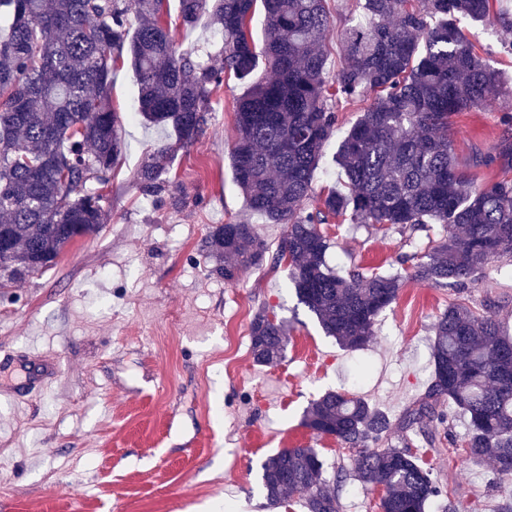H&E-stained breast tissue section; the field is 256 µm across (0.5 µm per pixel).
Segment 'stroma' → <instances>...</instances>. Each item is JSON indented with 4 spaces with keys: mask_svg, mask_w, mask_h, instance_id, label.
I'll list each match as a JSON object with an SVG mask.
<instances>
[{
    "mask_svg": "<svg viewBox=\"0 0 512 512\" xmlns=\"http://www.w3.org/2000/svg\"><path fill=\"white\" fill-rule=\"evenodd\" d=\"M165 19L186 48L218 50V27L184 29L178 0ZM461 26L483 58L512 86V26L498 19ZM243 92L231 77L214 88L204 134L172 159L164 192L144 197L134 180L142 160L175 140L129 120L138 88L116 62L112 108L124 117L125 149L112 169V203L97 235L74 241L54 266L0 288V361L35 349L60 363L58 382L22 408L0 394V512H305L300 501L268 506L260 465L284 448L317 449L328 467L350 453L302 426L308 403L346 391L398 418L426 390L432 325L453 300L446 288L405 279L377 318L362 350L325 336L298 304L288 265H263L233 284L212 272L201 244L215 225L250 218L277 244L284 227L251 216L232 168L234 106ZM489 108L456 115L449 135L460 168L486 185L512 169L475 165L503 134ZM329 262L342 271L401 270L445 236L430 224L408 234L386 224L330 220ZM490 306L512 335V264H488L465 294ZM288 322L284 358L254 363L249 330L258 310ZM412 449L450 490L426 512H499L512 480L463 462L455 447Z\"/></svg>",
    "mask_w": 512,
    "mask_h": 512,
    "instance_id": "stroma-1",
    "label": "stroma"
}]
</instances>
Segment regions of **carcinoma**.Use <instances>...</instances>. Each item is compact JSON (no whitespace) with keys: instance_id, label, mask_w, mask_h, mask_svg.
Segmentation results:
<instances>
[{"instance_id":"1","label":"carcinoma","mask_w":512,"mask_h":512,"mask_svg":"<svg viewBox=\"0 0 512 512\" xmlns=\"http://www.w3.org/2000/svg\"><path fill=\"white\" fill-rule=\"evenodd\" d=\"M165 0H0V287L52 267L76 239L105 223L112 168L124 147L112 109L116 61L124 56L139 92L131 118L172 128L175 142L148 155L135 174L145 195L165 188L180 148L193 145L209 120L210 95L223 78L246 85L234 120L235 181L251 212L283 224L276 248L255 225L218 224L203 242L214 271L233 283L266 261L289 263L298 304L326 336L363 348L376 318L397 298L400 273L330 268V239L320 225L339 216L354 224L417 231L442 224L411 277L446 287L456 300L433 324L432 370L425 393L398 422L357 395L328 391L312 400L302 425L351 451L352 469L328 478L314 448H285L261 465L271 507L300 497L306 512H339V492L353 476L382 486V512H425L441 493L437 476L411 451L412 437L441 442L438 403L466 421L464 460L512 474V339L490 310L463 298L485 266L512 258V181L478 186L456 162L448 128L459 112L497 104L512 125V95L501 74L475 51L459 21H483L491 0H360L341 33V65L327 68V0H180L182 25L201 17L221 27L217 56L184 51L162 20ZM263 9L257 49L250 23ZM138 24L131 27L130 15ZM270 72L258 74L259 68ZM370 101L340 142L335 162L345 176L321 207L307 211L324 145L338 113ZM512 166V135L477 165ZM254 362L280 360L283 320L264 309L250 325ZM405 433L389 444L393 425Z\"/></svg>"}]
</instances>
